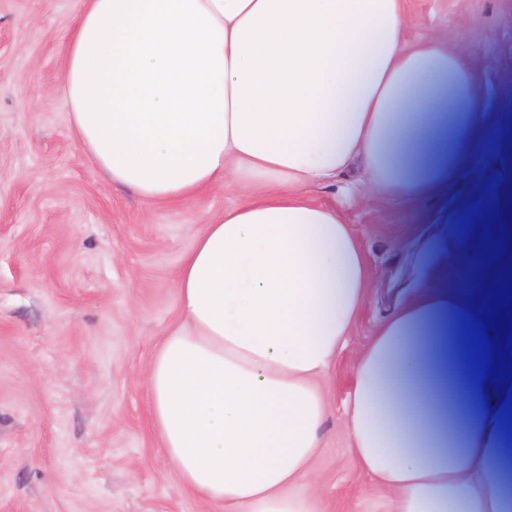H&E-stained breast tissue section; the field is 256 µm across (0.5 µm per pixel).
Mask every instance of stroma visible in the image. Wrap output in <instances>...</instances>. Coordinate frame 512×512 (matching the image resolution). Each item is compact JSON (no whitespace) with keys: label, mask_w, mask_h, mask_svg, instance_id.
<instances>
[{"label":"stroma","mask_w":512,"mask_h":512,"mask_svg":"<svg viewBox=\"0 0 512 512\" xmlns=\"http://www.w3.org/2000/svg\"><path fill=\"white\" fill-rule=\"evenodd\" d=\"M79 0H0V512H220L183 486L154 427L151 360L181 321L177 277L233 190L150 204L109 183L62 98ZM408 40L448 35L512 119V0H407ZM458 180L417 207L359 195L343 213L370 268L367 300L323 387L328 418L306 481L326 512L385 496L359 470L343 423L376 328L419 284L416 239L476 213Z\"/></svg>","instance_id":"35a3bbf8"}]
</instances>
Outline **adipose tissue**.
Returning a JSON list of instances; mask_svg holds the SVG:
<instances>
[{"instance_id": "obj_1", "label": "adipose tissue", "mask_w": 512, "mask_h": 512, "mask_svg": "<svg viewBox=\"0 0 512 512\" xmlns=\"http://www.w3.org/2000/svg\"><path fill=\"white\" fill-rule=\"evenodd\" d=\"M405 0H80L64 96L82 149L157 203L235 187L178 273L183 320L147 374L150 409L184 487L224 512H324L302 483L327 417L320 385L367 296L370 271L335 204L309 187L350 173L377 199L479 186L485 236L452 251L429 234L427 278L361 354L344 409L381 512H505L512 456L476 385L463 316L490 291L449 296L441 266L512 255L501 185L512 156L468 52L404 36ZM447 94L445 113L407 135ZM481 148L483 161L468 157Z\"/></svg>"}]
</instances>
